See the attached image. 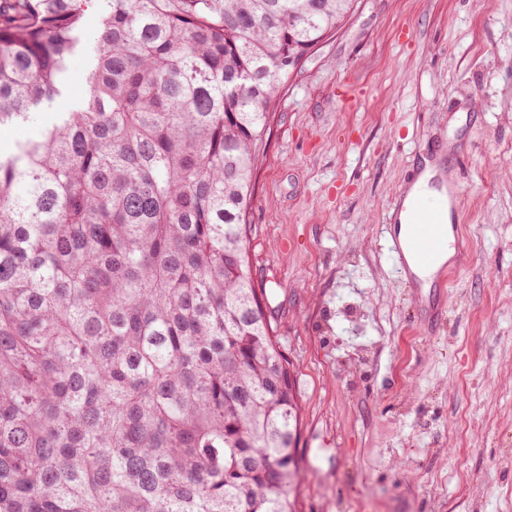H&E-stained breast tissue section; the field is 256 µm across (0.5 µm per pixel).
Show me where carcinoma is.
I'll return each mask as SVG.
<instances>
[{
  "label": "carcinoma",
  "instance_id": "cac0c4a2",
  "mask_svg": "<svg viewBox=\"0 0 512 512\" xmlns=\"http://www.w3.org/2000/svg\"><path fill=\"white\" fill-rule=\"evenodd\" d=\"M355 0H0V512H297L302 409L249 258L279 89ZM92 53V45L88 44L78 55L74 56L69 63V98L56 99L44 103L34 112H64L71 98L80 96L84 92V67L89 55ZM39 123L29 122L11 125L0 126V145L2 146L5 142H8L11 146L20 140L34 138L39 134Z\"/></svg>",
  "mask_w": 512,
  "mask_h": 512
}]
</instances>
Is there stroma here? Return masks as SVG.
<instances>
[{
    "mask_svg": "<svg viewBox=\"0 0 512 512\" xmlns=\"http://www.w3.org/2000/svg\"><path fill=\"white\" fill-rule=\"evenodd\" d=\"M266 140L249 255L303 408L299 512H512V0H357ZM421 147L473 252L430 332L382 239Z\"/></svg>",
    "mask_w": 512,
    "mask_h": 512,
    "instance_id": "obj_1",
    "label": "stroma"
}]
</instances>
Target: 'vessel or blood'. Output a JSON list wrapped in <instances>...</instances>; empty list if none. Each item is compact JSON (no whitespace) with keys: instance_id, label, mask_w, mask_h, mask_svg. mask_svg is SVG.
<instances>
[{"instance_id":"1","label":"vessel or blood","mask_w":512,"mask_h":512,"mask_svg":"<svg viewBox=\"0 0 512 512\" xmlns=\"http://www.w3.org/2000/svg\"><path fill=\"white\" fill-rule=\"evenodd\" d=\"M459 186L448 182L439 195L414 201L406 233L386 230L395 270L411 287L427 289L426 314L434 321L442 313L450 275L467 266L471 247L455 217Z\"/></svg>"}]
</instances>
